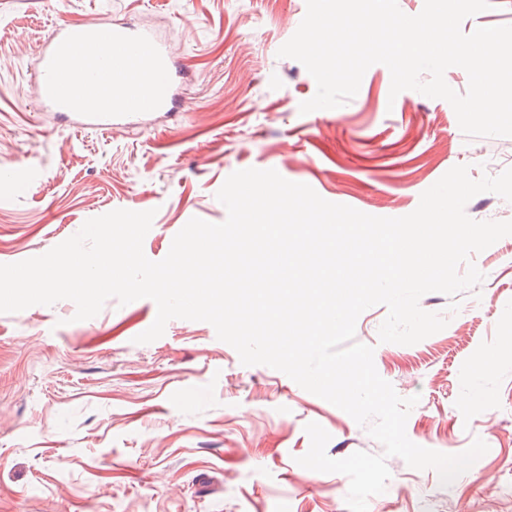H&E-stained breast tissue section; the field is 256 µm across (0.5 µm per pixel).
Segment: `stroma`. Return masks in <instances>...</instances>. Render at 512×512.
Instances as JSON below:
<instances>
[{
	"label": "stroma",
	"mask_w": 512,
	"mask_h": 512,
	"mask_svg": "<svg viewBox=\"0 0 512 512\" xmlns=\"http://www.w3.org/2000/svg\"><path fill=\"white\" fill-rule=\"evenodd\" d=\"M306 0H0V264L39 256L88 219L155 210L143 250L162 260L194 217L226 220L216 194L234 171L273 169L327 201L369 215L413 212L449 169L496 176L512 137H466L449 102L414 90L390 97L382 64L357 95L301 114L317 86L278 57ZM132 23L168 42L187 71L181 109L150 128L91 133L35 102L41 48L61 22ZM473 262L475 288L430 292L445 329L413 345L382 343L388 309L364 311L356 342L378 374L417 397L406 433L447 454L488 451L450 485L387 460L369 512H512V235ZM74 302L0 314V512H348L349 479L297 464L320 424L330 458L382 453L346 412L280 371L243 365L203 321L170 320L135 338L157 307L109 299L74 321Z\"/></svg>",
	"instance_id": "obj_1"
}]
</instances>
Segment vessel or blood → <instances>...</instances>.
I'll return each instance as SVG.
<instances>
[{"instance_id":"vessel-or-blood-1","label":"vessel or blood","mask_w":512,"mask_h":512,"mask_svg":"<svg viewBox=\"0 0 512 512\" xmlns=\"http://www.w3.org/2000/svg\"><path fill=\"white\" fill-rule=\"evenodd\" d=\"M133 62L145 69L144 80H124ZM185 77L168 45L147 29L64 22L41 50L38 102L65 123L109 132L177 111V88ZM110 80L114 100L107 108L100 104L99 92Z\"/></svg>"}]
</instances>
